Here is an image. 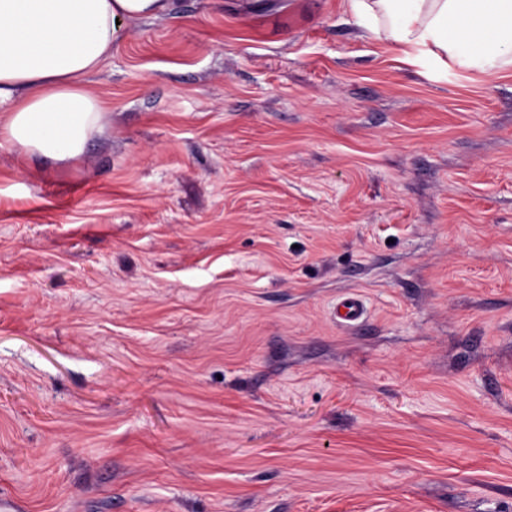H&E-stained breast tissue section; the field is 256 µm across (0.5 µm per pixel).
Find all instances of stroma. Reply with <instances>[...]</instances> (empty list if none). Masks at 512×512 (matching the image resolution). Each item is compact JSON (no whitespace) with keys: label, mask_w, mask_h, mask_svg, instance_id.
<instances>
[{"label":"stroma","mask_w":512,"mask_h":512,"mask_svg":"<svg viewBox=\"0 0 512 512\" xmlns=\"http://www.w3.org/2000/svg\"><path fill=\"white\" fill-rule=\"evenodd\" d=\"M85 85L0 138V512H512V69L176 0ZM366 315L364 302L357 295L345 296L336 305V317L345 324H355L363 320Z\"/></svg>","instance_id":"obj_1"}]
</instances>
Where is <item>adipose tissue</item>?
Wrapping results in <instances>:
<instances>
[{
    "mask_svg": "<svg viewBox=\"0 0 512 512\" xmlns=\"http://www.w3.org/2000/svg\"><path fill=\"white\" fill-rule=\"evenodd\" d=\"M373 38L410 65L512 68V0H348ZM174 0H0V134L24 154L81 156L106 128L108 108L84 87L111 57L125 21L174 11Z\"/></svg>",
    "mask_w": 512,
    "mask_h": 512,
    "instance_id": "adipose-tissue-1",
    "label": "adipose tissue"
}]
</instances>
